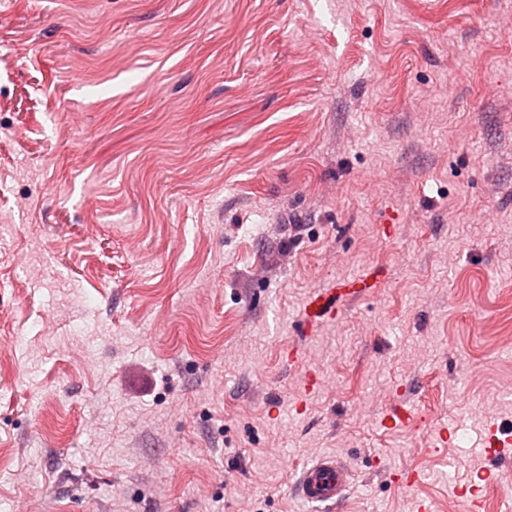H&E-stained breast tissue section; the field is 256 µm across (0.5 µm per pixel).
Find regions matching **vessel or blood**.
<instances>
[{
    "mask_svg": "<svg viewBox=\"0 0 512 512\" xmlns=\"http://www.w3.org/2000/svg\"><path fill=\"white\" fill-rule=\"evenodd\" d=\"M345 300V295L331 290L312 292L299 315L300 325L310 329L332 318ZM352 483L348 466L336 455L327 454L303 468L294 492L313 512H336Z\"/></svg>",
    "mask_w": 512,
    "mask_h": 512,
    "instance_id": "vessel-or-blood-1",
    "label": "vessel or blood"
}]
</instances>
